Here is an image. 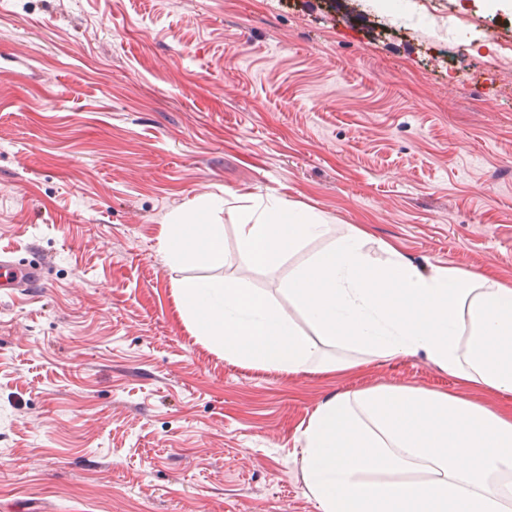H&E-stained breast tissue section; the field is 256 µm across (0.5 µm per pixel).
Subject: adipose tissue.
Returning <instances> with one entry per match:
<instances>
[{"label":"adipose tissue","mask_w":512,"mask_h":512,"mask_svg":"<svg viewBox=\"0 0 512 512\" xmlns=\"http://www.w3.org/2000/svg\"><path fill=\"white\" fill-rule=\"evenodd\" d=\"M212 200L170 225L167 258L187 244L224 259ZM241 255L279 267L305 326L232 281L179 287L197 335L225 360L288 374L342 373L367 358L420 355L456 391L378 386L327 397L301 433L303 478L319 512H512V413L469 398H512V287L456 267L426 269L361 226L326 223L286 199H258L237 226Z\"/></svg>","instance_id":"ef3b65f1"}]
</instances>
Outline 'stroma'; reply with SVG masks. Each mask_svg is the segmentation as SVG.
Segmentation results:
<instances>
[{"mask_svg": "<svg viewBox=\"0 0 512 512\" xmlns=\"http://www.w3.org/2000/svg\"><path fill=\"white\" fill-rule=\"evenodd\" d=\"M512 38V0H433ZM343 0H0V512H317L300 436L329 395L451 391L420 356L346 373L235 365L179 281L287 306L290 264L162 250L200 202L280 196L419 265L512 286V69ZM44 284L43 267L40 262L19 264L4 253L0 255V292L11 294L16 290L41 288Z\"/></svg>", "mask_w": 512, "mask_h": 512, "instance_id": "35a3bbf8", "label": "stroma"}]
</instances>
